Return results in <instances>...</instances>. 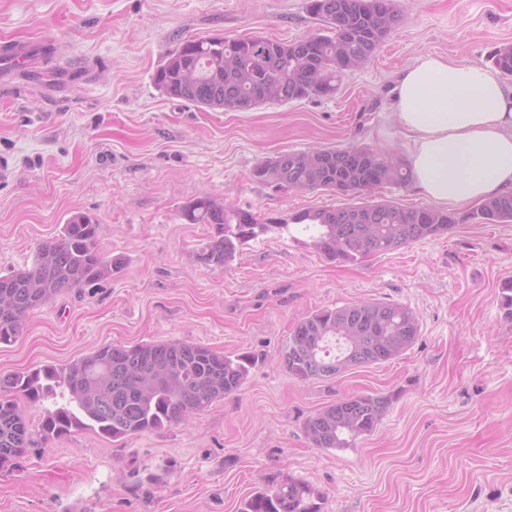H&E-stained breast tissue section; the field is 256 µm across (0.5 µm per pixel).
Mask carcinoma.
Masks as SVG:
<instances>
[{"label": "carcinoma", "instance_id": "1", "mask_svg": "<svg viewBox=\"0 0 512 512\" xmlns=\"http://www.w3.org/2000/svg\"><path fill=\"white\" fill-rule=\"evenodd\" d=\"M305 8L326 29L314 33L313 41L248 35L186 39L156 71L154 84L170 98L226 112H246L268 101L331 98L343 77L364 68L402 20L396 0H305ZM490 60L502 74L512 76V43L497 48ZM252 176L280 189L344 195L411 181L400 158L358 146L282 153L275 157V170L264 160ZM180 216L190 224L211 226L197 252L198 262L208 268L227 266L243 245L272 233L305 234L328 259L355 262L458 223L447 210L409 209L393 202L309 209L288 220L260 217L209 195L185 203ZM468 219L511 224L512 193L482 201ZM122 264V258L101 251L93 218L71 216L57 238L38 249L30 267L0 274V344L16 341L32 310L72 288L111 277ZM418 330L416 314L394 302L316 310L294 324L282 366L301 381L332 379L347 368L398 358L416 341ZM346 357L352 362L343 369L338 363ZM253 364L247 353L229 356L178 341L104 345L66 365L0 375V466L23 456L9 455L6 448L27 449L86 428L114 439L161 430L185 420L187 405L204 412L237 392ZM19 397L50 402L38 428L20 410ZM390 403L389 395L333 401L306 419V436L316 448H348L376 429ZM322 501L311 485L288 478L255 492L241 512H322Z\"/></svg>", "mask_w": 512, "mask_h": 512}]
</instances>
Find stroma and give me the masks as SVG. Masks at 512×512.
<instances>
[{
    "instance_id": "35a3bbf8",
    "label": "stroma",
    "mask_w": 512,
    "mask_h": 512,
    "mask_svg": "<svg viewBox=\"0 0 512 512\" xmlns=\"http://www.w3.org/2000/svg\"><path fill=\"white\" fill-rule=\"evenodd\" d=\"M402 22L335 96L225 112L172 99L154 84L190 37L294 41L322 27L305 0H0V39L52 40L62 91L16 80L0 90V273L31 265L75 214L98 224L119 272L31 311L0 374L60 365L98 347L187 341L255 365L235 394L188 423L112 439L91 430L50 440L0 467V512H238L274 477L309 482L323 512H512V224H461L354 263L308 239L270 234L228 266L197 260L210 228L179 216L209 194L288 218L323 206H427L414 187L371 196L279 189L260 161L314 146L404 154L396 80L432 54L489 67L512 42V0H397ZM368 300L411 308L417 341L388 363L333 380L288 375L281 353L303 314ZM356 394L392 402L354 447H313L303 423Z\"/></svg>"
}]
</instances>
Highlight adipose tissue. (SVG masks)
<instances>
[{"label":"adipose tissue","instance_id":"ef3b65f1","mask_svg":"<svg viewBox=\"0 0 512 512\" xmlns=\"http://www.w3.org/2000/svg\"><path fill=\"white\" fill-rule=\"evenodd\" d=\"M412 180L439 205L512 188V88L483 67L424 54L394 102Z\"/></svg>","mask_w":512,"mask_h":512}]
</instances>
